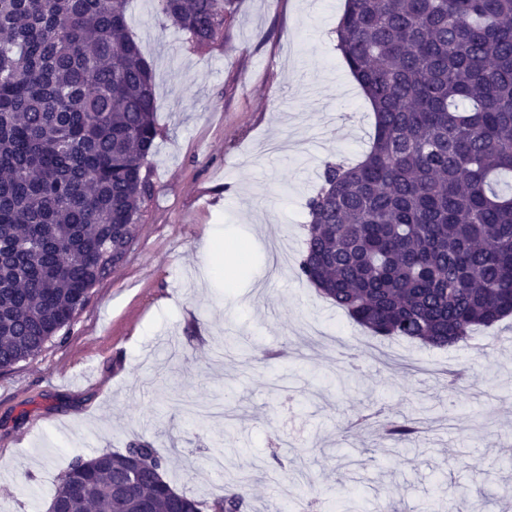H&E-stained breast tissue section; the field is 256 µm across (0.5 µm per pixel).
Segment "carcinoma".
I'll return each instance as SVG.
<instances>
[{"label": "carcinoma", "mask_w": 512, "mask_h": 512, "mask_svg": "<svg viewBox=\"0 0 512 512\" xmlns=\"http://www.w3.org/2000/svg\"><path fill=\"white\" fill-rule=\"evenodd\" d=\"M236 0H158L196 49ZM128 0H0V369L65 339L141 223L159 128ZM336 49L374 114L327 162L297 275L383 339L445 348L512 315V0H344ZM410 442L420 420L386 418ZM152 442L76 457L64 512H246L177 492Z\"/></svg>", "instance_id": "cac0c4a2"}]
</instances>
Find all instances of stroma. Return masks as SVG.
Returning a JSON list of instances; mask_svg holds the SVG:
<instances>
[{"instance_id":"stroma-1","label":"stroma","mask_w":512,"mask_h":512,"mask_svg":"<svg viewBox=\"0 0 512 512\" xmlns=\"http://www.w3.org/2000/svg\"><path fill=\"white\" fill-rule=\"evenodd\" d=\"M343 5L236 0L199 50L156 0H131L155 75L154 193L67 339L0 370V512H47L76 456L135 439L190 497L251 476L248 512H294L298 468L308 495L353 512H512V317L447 348L383 340L295 273L324 163L356 162L374 134L336 49ZM210 236L236 252L213 272ZM454 369L468 379L451 395ZM380 408L428 430L403 448L345 433Z\"/></svg>"}]
</instances>
